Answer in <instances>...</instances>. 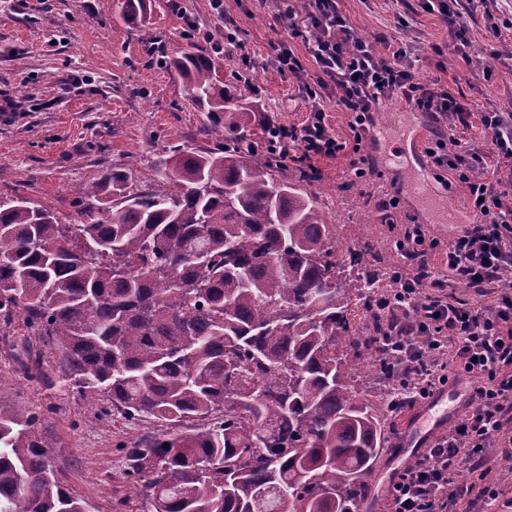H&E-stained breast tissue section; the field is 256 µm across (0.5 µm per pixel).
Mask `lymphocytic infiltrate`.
<instances>
[{
    "label": "lymphocytic infiltrate",
    "instance_id": "obj_1",
    "mask_svg": "<svg viewBox=\"0 0 512 512\" xmlns=\"http://www.w3.org/2000/svg\"><path fill=\"white\" fill-rule=\"evenodd\" d=\"M285 38L274 60L281 75L300 81L309 104L301 128L271 133L267 149L287 156L296 148L306 162L345 153L361 143L367 121L380 101L404 98L430 129L423 155L437 172H452L464 184L474 222L448 245V271L473 291L469 301L437 295L443 280L428 262L439 243L421 225L406 227L397 246L415 255V272L394 271L393 289L382 294L384 310L405 317L409 335L394 337L402 374L411 389L409 404L436 400L447 385L468 377L465 406L448 432L394 480L386 512H483L499 497L486 479L494 465L490 449L512 458V112L471 111L441 78L417 79L401 33L366 40L357 36L337 0H305L288 9ZM301 41L316 68L313 80L291 41ZM351 112L352 140L337 137L322 106L325 94ZM487 135L476 144L474 131ZM491 304H484L486 295Z\"/></svg>",
    "mask_w": 512,
    "mask_h": 512
}]
</instances>
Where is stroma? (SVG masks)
Returning a JSON list of instances; mask_svg holds the SVG:
<instances>
[{
	"instance_id": "1",
	"label": "stroma",
	"mask_w": 512,
	"mask_h": 512,
	"mask_svg": "<svg viewBox=\"0 0 512 512\" xmlns=\"http://www.w3.org/2000/svg\"><path fill=\"white\" fill-rule=\"evenodd\" d=\"M421 2L403 0L395 12L385 0H337V7L367 40L405 16L418 78L441 77L475 112L512 108V40L487 37L489 18L512 19V0H493L492 17L464 10L450 24ZM119 3L0 0V197L48 206L63 224L79 222L77 190L103 173L127 175L138 191L153 186L159 152L223 147V129L193 102L173 62L190 44L208 48L223 41L225 27L238 28L240 44L215 55L218 77L255 107L254 141L263 143L267 116L288 128L307 118L297 81L284 79L273 62L272 44L282 35L276 17L288 0H223L219 7L214 0H150L146 22L138 26L123 19ZM459 29L492 69L491 80L455 54ZM372 119L376 135L360 149L364 175L356 174L352 154L321 158L308 190L339 226L338 251L369 247L388 271L397 265L401 225H425L445 245L473 218L464 185L445 189L413 152L411 134L425 124L418 112L396 97L383 101ZM397 152L407 155L404 168L389 163ZM27 348L40 356L46 374L57 372L58 350L28 336L15 320L0 329V406L43 411L52 465L91 512H149L128 487L122 446L157 434L159 421L116 416L104 422L99 406L59 386L25 380L14 357ZM424 411L419 404L392 413L394 442L379 466L374 496L359 512H383L394 474L425 452L433 422Z\"/></svg>"
}]
</instances>
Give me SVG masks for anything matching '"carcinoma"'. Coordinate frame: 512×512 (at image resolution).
Segmentation results:
<instances>
[{
  "instance_id": "cac0c4a2",
  "label": "carcinoma",
  "mask_w": 512,
  "mask_h": 512,
  "mask_svg": "<svg viewBox=\"0 0 512 512\" xmlns=\"http://www.w3.org/2000/svg\"><path fill=\"white\" fill-rule=\"evenodd\" d=\"M120 9L142 23L147 0ZM173 65L224 149L165 154L138 192L103 176L78 224L0 197V323L20 315L54 345L56 382L103 418L166 427L122 446L151 512H356L403 392L370 254L338 253L315 196L275 177L277 159L249 139L254 109L206 49ZM373 369L387 390L376 400L358 391ZM40 421L0 407V512H88Z\"/></svg>"
}]
</instances>
